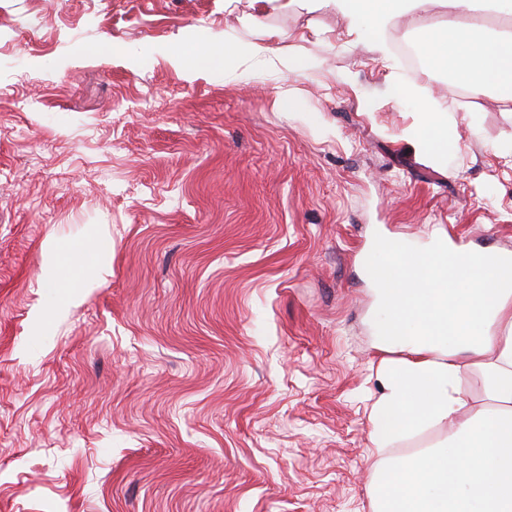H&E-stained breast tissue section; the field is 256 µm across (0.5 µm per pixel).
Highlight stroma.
<instances>
[{"instance_id": "1", "label": "stroma", "mask_w": 512, "mask_h": 512, "mask_svg": "<svg viewBox=\"0 0 512 512\" xmlns=\"http://www.w3.org/2000/svg\"><path fill=\"white\" fill-rule=\"evenodd\" d=\"M190 45L240 53L191 71ZM425 102L430 152L406 139ZM92 225L112 275L56 317L43 249ZM437 227L512 253V102L381 60L367 26L0 0V512H371L374 244ZM415 146L440 147L448 141V117L438 112H425L423 121L411 132Z\"/></svg>"}]
</instances>
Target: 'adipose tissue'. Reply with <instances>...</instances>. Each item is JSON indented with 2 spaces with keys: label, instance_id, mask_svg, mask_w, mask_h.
<instances>
[{
  "label": "adipose tissue",
  "instance_id": "obj_1",
  "mask_svg": "<svg viewBox=\"0 0 512 512\" xmlns=\"http://www.w3.org/2000/svg\"><path fill=\"white\" fill-rule=\"evenodd\" d=\"M349 22L369 20L380 55L384 36L410 20L427 50V69L451 73L476 94L512 93V34L490 32L484 18L512 0H447L448 19L426 24L427 0H322ZM472 17L470 25L459 16ZM426 248L381 240L375 298L385 318L378 396L370 413L371 512H512V259L457 249L434 231ZM112 271L110 251L91 233L52 242L41 285L60 310ZM479 369L482 404L465 388Z\"/></svg>",
  "mask_w": 512,
  "mask_h": 512
}]
</instances>
